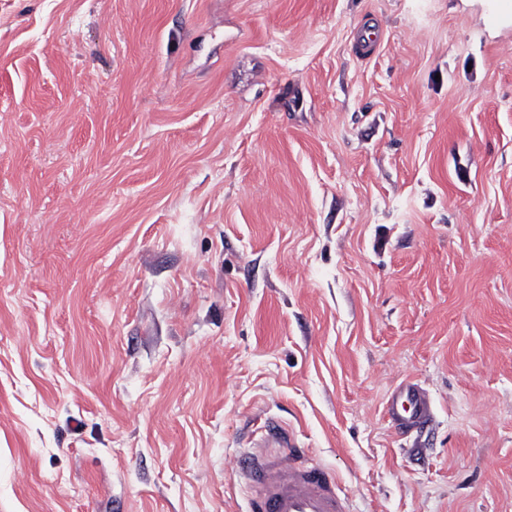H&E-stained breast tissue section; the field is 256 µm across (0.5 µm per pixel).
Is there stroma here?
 Returning a JSON list of instances; mask_svg holds the SVG:
<instances>
[{
	"mask_svg": "<svg viewBox=\"0 0 512 512\" xmlns=\"http://www.w3.org/2000/svg\"><path fill=\"white\" fill-rule=\"evenodd\" d=\"M270 417L512 512V0H0V512H246ZM386 413L402 432H420L433 419L432 402L417 383L405 378L396 385L387 400Z\"/></svg>",
	"mask_w": 512,
	"mask_h": 512,
	"instance_id": "obj_1",
	"label": "stroma"
}]
</instances>
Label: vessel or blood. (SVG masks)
I'll return each instance as SVG.
<instances>
[{
    "instance_id": "obj_1",
    "label": "vessel or blood",
    "mask_w": 512,
    "mask_h": 512,
    "mask_svg": "<svg viewBox=\"0 0 512 512\" xmlns=\"http://www.w3.org/2000/svg\"><path fill=\"white\" fill-rule=\"evenodd\" d=\"M386 413L400 431L425 429L433 419L432 402L417 383L405 379L387 400ZM266 452L235 462L251 491L248 512H349V499L335 474L314 462L275 420L265 426Z\"/></svg>"
}]
</instances>
